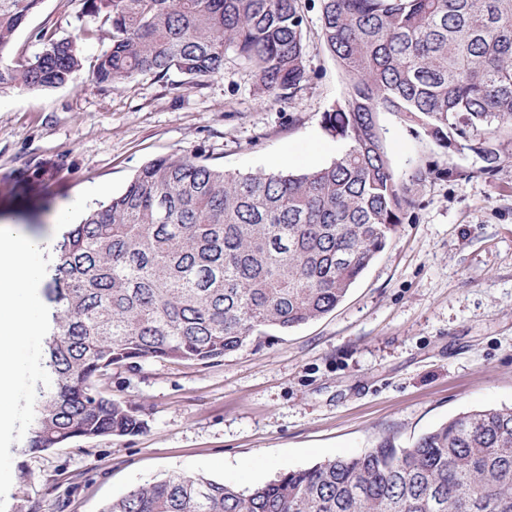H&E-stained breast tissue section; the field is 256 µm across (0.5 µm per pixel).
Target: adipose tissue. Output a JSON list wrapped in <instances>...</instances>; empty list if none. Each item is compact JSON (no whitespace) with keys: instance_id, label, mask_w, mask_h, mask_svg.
Masks as SVG:
<instances>
[{"instance_id":"obj_1","label":"adipose tissue","mask_w":512,"mask_h":512,"mask_svg":"<svg viewBox=\"0 0 512 512\" xmlns=\"http://www.w3.org/2000/svg\"><path fill=\"white\" fill-rule=\"evenodd\" d=\"M44 244L39 235L0 229V421L10 414L14 349L32 330L38 314L37 299L29 289L39 273L33 258Z\"/></svg>"}]
</instances>
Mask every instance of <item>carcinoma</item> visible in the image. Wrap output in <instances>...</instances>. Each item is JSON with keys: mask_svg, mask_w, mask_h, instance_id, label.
I'll return each instance as SVG.
<instances>
[{"mask_svg": "<svg viewBox=\"0 0 512 512\" xmlns=\"http://www.w3.org/2000/svg\"><path fill=\"white\" fill-rule=\"evenodd\" d=\"M42 0H0V95L65 85L82 67L73 39L44 34L25 64L4 53ZM112 28L94 76L192 78L228 52L258 94L309 80L302 0H83ZM317 39L348 87L323 115L348 148L305 173H231L194 157L155 159L70 225L50 268L45 376L30 449L136 435L146 423L112 399V366L211 363L323 317L384 251L411 206L388 156L389 112L493 175L512 161V0H320ZM103 512H512V407L472 410L408 447L386 439L240 488L179 474Z\"/></svg>", "mask_w": 512, "mask_h": 512, "instance_id": "carcinoma-1", "label": "carcinoma"}]
</instances>
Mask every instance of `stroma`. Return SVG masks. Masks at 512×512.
Returning a JSON list of instances; mask_svg holds the SVG:
<instances>
[{"label":"stroma","mask_w":512,"mask_h":512,"mask_svg":"<svg viewBox=\"0 0 512 512\" xmlns=\"http://www.w3.org/2000/svg\"><path fill=\"white\" fill-rule=\"evenodd\" d=\"M42 33L77 40L84 67L64 86L0 97V225L39 234L62 207L83 216L157 158L298 173L346 148L323 128L346 81L314 36L308 82L264 100L232 55L202 78L95 82L111 40L83 0H43L8 61L33 59ZM379 119L394 168L426 173L386 249L335 310L271 342L214 363L113 366L112 398L145 420L142 433L30 451L46 336L38 325L22 339L12 417L0 424V512H103L182 473L249 487L512 407V163L484 175L476 155L448 154L391 113Z\"/></svg>","instance_id":"stroma-1"}]
</instances>
